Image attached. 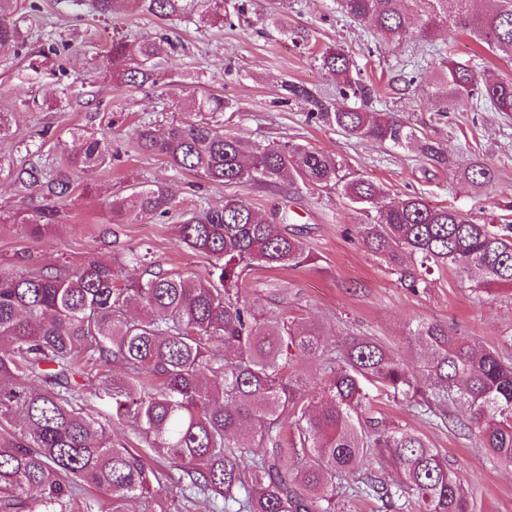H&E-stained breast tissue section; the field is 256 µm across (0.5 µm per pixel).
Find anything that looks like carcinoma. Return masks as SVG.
I'll list each match as a JSON object with an SVG mask.
<instances>
[{
	"label": "carcinoma",
	"mask_w": 512,
	"mask_h": 512,
	"mask_svg": "<svg viewBox=\"0 0 512 512\" xmlns=\"http://www.w3.org/2000/svg\"><path fill=\"white\" fill-rule=\"evenodd\" d=\"M404 0H336L346 17L367 21L385 43L401 46L412 29ZM420 25L428 33L439 16L490 49L512 56V0H490L475 12L471 0H428ZM165 19L185 10L183 0H141ZM19 0H0V47L21 39ZM174 48L163 39L134 46L112 40L107 64L130 86L157 81L156 62ZM347 97L369 95L342 48L315 56ZM439 94L455 105L476 98L496 112H512V82L482 81L476 69L442 61ZM285 104H301L308 117L352 138L400 146L418 143L422 155L446 163L441 149L388 113L341 108L295 83L283 86ZM230 103L209 94L199 112H223ZM140 148L178 170L245 187L286 178L313 185L343 184L363 216L359 233L388 273L413 292L450 268L478 293L512 288V224H482L456 207H431L416 195L384 205V189L361 178L343 181L342 164L296 144L261 143L226 133L207 121L176 122L161 134L137 129ZM107 138L83 139L68 159L72 169H101ZM19 194L42 190L33 214L20 218L39 234L59 223V202L76 187L65 171L36 166L11 171ZM471 188L495 183V170L479 161L459 169ZM177 208L159 185L134 186L108 202L110 220L164 217ZM176 237L205 254L210 267L193 277L169 272L150 250L131 249L129 263L156 268L144 281L118 283L112 266L90 259L75 269L0 271V426L13 440L0 445V512H63L84 491L95 490L125 512L160 482L157 464L181 472V508L195 499L211 512H351L355 499L378 512H469V502L448 463L427 439L400 427L379 429L362 420L361 379L375 378L411 398L420 379L431 383V414L446 420L448 403L465 408L459 423L480 447L512 469V360L438 321L410 332L421 362L410 368L376 340L349 336L342 353L326 355L320 333L307 324L258 321L240 301L253 267L299 268L315 262L306 245L258 212L243 196L220 208L181 213ZM325 361L324 383L314 394L286 372L295 359ZM123 366L122 377L112 365ZM103 391L112 417L132 418L146 444L128 448L112 438V425L88 410V396ZM386 462L392 480L360 465Z\"/></svg>",
	"instance_id": "carcinoma-1"
}]
</instances>
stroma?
Listing matches in <instances>:
<instances>
[{"label": "stroma", "instance_id": "stroma-1", "mask_svg": "<svg viewBox=\"0 0 512 512\" xmlns=\"http://www.w3.org/2000/svg\"><path fill=\"white\" fill-rule=\"evenodd\" d=\"M185 2L184 13L161 20L141 11L103 16L91 0H21L16 22L25 44L0 49V112L16 115L12 136L0 142V165L64 164L84 135L106 136L113 159L101 170L73 171L76 190L52 234L40 237L28 225L0 223V271L73 267L94 257L110 262L125 282L144 277V268L126 261L129 249L144 246L164 269L200 274L209 259L178 242V212L114 224L105 202L135 183L162 185L177 202L194 199L211 207L240 194L266 216L287 214L288 233L316 258L297 269H249L242 297L258 317L312 325L329 351L348 336L372 337L412 367L419 356L409 331L422 321L446 323L452 332L511 355V299L477 294L451 271L434 274L427 291L405 288L366 247L358 233L362 217L342 187L215 185L141 151L135 130L205 120L254 141L299 144L343 158L350 176L377 182L392 197L418 195L481 220L512 217V112L477 111L467 102L449 109L437 93L439 57L478 65L485 78L499 82H512V58L443 21L433 36L413 31L396 49L368 23L338 13L336 0H243L241 15L232 9L234 0H224L228 16L213 26L202 20V0ZM159 37L174 48L160 62L158 84L133 87L106 72L113 39ZM334 45L355 60L369 98L341 99L335 81L317 66L315 55ZM404 71L413 72L412 85L400 81ZM286 82L337 105L392 113L438 143L447 164L431 163L414 144L351 139L308 121L301 105L281 104ZM210 94L229 99L232 109L196 112L195 100ZM476 159L495 169L492 188L474 191L454 179V171ZM364 391V419L423 434L456 473L471 512H512V470L473 438L430 425L412 399L383 383L365 382Z\"/></svg>", "mask_w": 512, "mask_h": 512}]
</instances>
